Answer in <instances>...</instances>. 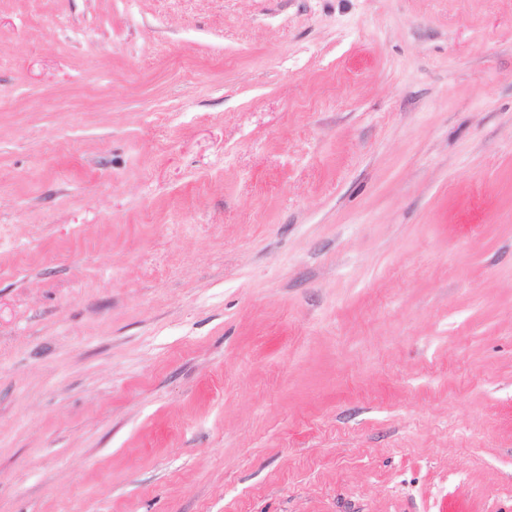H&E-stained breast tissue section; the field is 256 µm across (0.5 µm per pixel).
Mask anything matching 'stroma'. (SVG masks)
<instances>
[{"label":"stroma","mask_w":512,"mask_h":512,"mask_svg":"<svg viewBox=\"0 0 512 512\" xmlns=\"http://www.w3.org/2000/svg\"><path fill=\"white\" fill-rule=\"evenodd\" d=\"M0 512H512V0H0Z\"/></svg>","instance_id":"obj_1"}]
</instances>
